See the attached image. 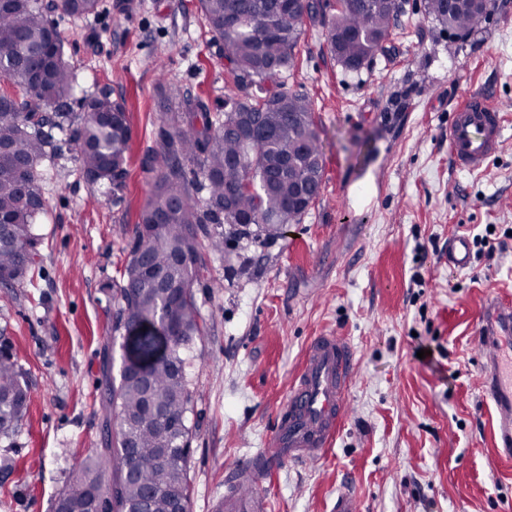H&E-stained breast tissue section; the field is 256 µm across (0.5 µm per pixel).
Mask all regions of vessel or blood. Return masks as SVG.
<instances>
[{
  "instance_id": "obj_1",
  "label": "vessel or blood",
  "mask_w": 512,
  "mask_h": 512,
  "mask_svg": "<svg viewBox=\"0 0 512 512\" xmlns=\"http://www.w3.org/2000/svg\"><path fill=\"white\" fill-rule=\"evenodd\" d=\"M502 131V115L487 99L478 94L462 96L448 123V149L456 165L463 170L481 168L498 151ZM472 259L469 237L454 236L448 244L449 268L467 269ZM484 322L482 342L488 350L489 368L485 393L497 409L499 445L512 450V305L489 300ZM354 375V350L346 339L332 334L313 338L265 441V453L248 465L224 471V484L230 492L224 501L228 512H238L232 494L266 475L270 457L304 462L335 442L348 410L346 397Z\"/></svg>"
}]
</instances>
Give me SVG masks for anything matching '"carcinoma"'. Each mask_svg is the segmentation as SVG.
<instances>
[{
	"mask_svg": "<svg viewBox=\"0 0 512 512\" xmlns=\"http://www.w3.org/2000/svg\"><path fill=\"white\" fill-rule=\"evenodd\" d=\"M98 0H0V79L22 93L0 90V285L32 279L39 261L35 220L45 209L39 167L57 149L52 130L63 133L76 77L65 59L59 35L48 39V13L63 9L75 16L97 10ZM198 9L224 49L230 86L224 111L186 93L159 129L156 148L143 158L153 174L150 197L139 215L130 256L142 254L159 274L147 280L128 260L126 284L116 292L119 324L130 332L173 321L177 333L166 354L147 368L149 387L121 366L110 379L102 405L106 450L115 476L105 485L106 459L87 456L72 471L56 502L71 512H87V493L110 499L112 512H190V392L182 350L204 335L193 290L200 277L198 257L207 248L221 251L224 237L210 225L224 224L246 237L252 231L280 233L297 223L305 207L294 199L298 182L322 181L323 163L310 99L287 87L306 23L322 29L326 48L350 72H358L388 52L397 13L387 4L365 9L359 0H306L292 13L274 14L269 0H198ZM428 16L446 28L474 32L486 17V0L465 11H448L446 0H427ZM57 105L44 116V106ZM83 114L72 130L85 179L119 191L128 178L131 127L124 102L108 94L80 99ZM96 112L112 113L97 121ZM180 201L176 209L170 207ZM29 393L24 372L6 340H0V437L15 435L25 412L15 398ZM130 461L135 479L119 465Z\"/></svg>",
	"mask_w": 512,
	"mask_h": 512,
	"instance_id": "1",
	"label": "carcinoma"
}]
</instances>
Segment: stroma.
Returning <instances> with one entry per match:
<instances>
[{
	"mask_svg": "<svg viewBox=\"0 0 512 512\" xmlns=\"http://www.w3.org/2000/svg\"><path fill=\"white\" fill-rule=\"evenodd\" d=\"M99 0L96 13H51L79 94L124 99L132 130L126 186L81 175L74 144L43 166L36 221L40 272L0 286V337L30 387L19 433L0 438V512H52L69 475L105 446L102 395L130 339L119 328L138 216L152 190L141 160L176 97L224 109V51L198 0ZM484 27L435 25L402 0L390 53L343 69L310 25L289 81L314 106L322 192L275 236L201 251L194 286L206 332L187 353L191 512L224 500V463L260 454L310 340L355 351L351 411L332 448L305 463L271 462L249 495L266 512H512V459L479 354L489 298L512 301V239L494 258L449 269L448 240L512 227V0H487ZM484 93L504 117L502 146L477 172L455 167L448 120L459 95ZM436 251L416 262L420 244ZM422 273L416 285L414 273ZM428 350L419 359V350Z\"/></svg>",
	"mask_w": 512,
	"mask_h": 512,
	"instance_id": "1",
	"label": "stroma"
}]
</instances>
